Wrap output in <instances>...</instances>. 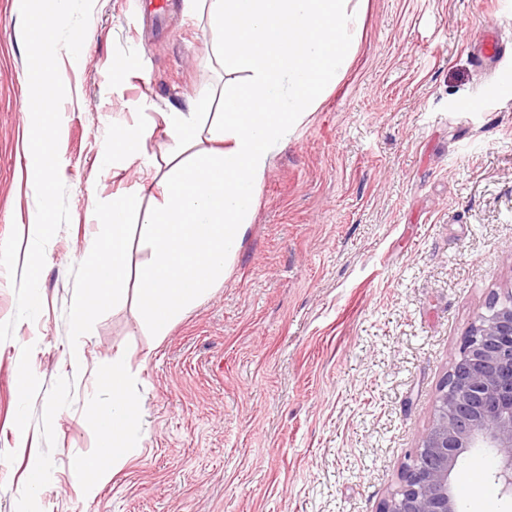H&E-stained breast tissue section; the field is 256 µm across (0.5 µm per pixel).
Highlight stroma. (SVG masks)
Returning <instances> with one entry per match:
<instances>
[{
    "instance_id": "1",
    "label": "stroma",
    "mask_w": 512,
    "mask_h": 512,
    "mask_svg": "<svg viewBox=\"0 0 512 512\" xmlns=\"http://www.w3.org/2000/svg\"><path fill=\"white\" fill-rule=\"evenodd\" d=\"M179 2L94 0L80 57L58 53L71 223L46 248L38 318L0 343V512H376L461 338L512 290V36L501 59L480 53L512 0H365L345 77L276 150L224 279L151 335L136 224L123 297L76 362L70 268L100 231L96 203L168 170L163 113L224 91L205 12ZM27 72L18 0H0V241L18 229L22 257L37 211ZM116 122L152 130L117 173L101 162ZM115 365L141 450L89 496L76 463L100 451ZM452 480L482 488L459 512H512L489 449Z\"/></svg>"
}]
</instances>
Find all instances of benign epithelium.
Instances as JSON below:
<instances>
[{
    "label": "benign epithelium",
    "mask_w": 512,
    "mask_h": 512,
    "mask_svg": "<svg viewBox=\"0 0 512 512\" xmlns=\"http://www.w3.org/2000/svg\"><path fill=\"white\" fill-rule=\"evenodd\" d=\"M471 448L493 452L512 495V292L494 296L463 337L429 426L378 512H458L451 474Z\"/></svg>",
    "instance_id": "benign-epithelium-1"
}]
</instances>
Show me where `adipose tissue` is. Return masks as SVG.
<instances>
[{
    "instance_id": "1",
    "label": "adipose tissue",
    "mask_w": 512,
    "mask_h": 512,
    "mask_svg": "<svg viewBox=\"0 0 512 512\" xmlns=\"http://www.w3.org/2000/svg\"><path fill=\"white\" fill-rule=\"evenodd\" d=\"M107 390L110 402L97 416L102 451L98 456L77 463L78 470L86 477L85 490L90 494L110 479V461L128 458L138 449L127 431L138 423L139 413L128 397L126 379L121 369H113Z\"/></svg>"
}]
</instances>
